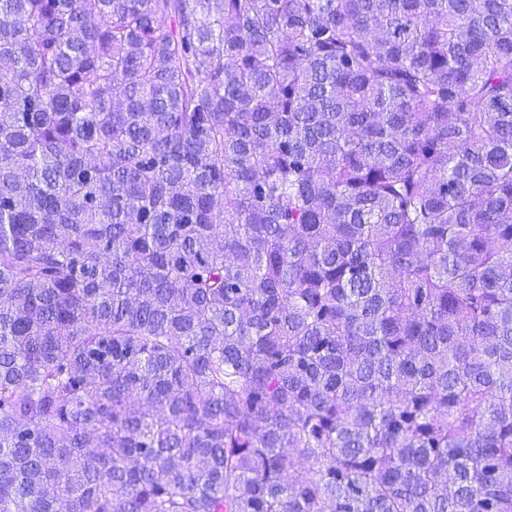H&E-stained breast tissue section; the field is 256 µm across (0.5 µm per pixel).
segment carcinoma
<instances>
[{
    "mask_svg": "<svg viewBox=\"0 0 512 512\" xmlns=\"http://www.w3.org/2000/svg\"><path fill=\"white\" fill-rule=\"evenodd\" d=\"M0 512H512V0H0Z\"/></svg>",
    "mask_w": 512,
    "mask_h": 512,
    "instance_id": "carcinoma-1",
    "label": "carcinoma"
}]
</instances>
